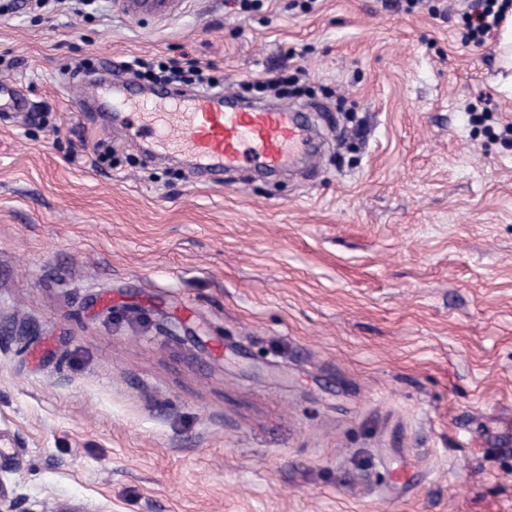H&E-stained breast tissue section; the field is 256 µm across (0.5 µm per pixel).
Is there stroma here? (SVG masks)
I'll return each mask as SVG.
<instances>
[{
	"mask_svg": "<svg viewBox=\"0 0 512 512\" xmlns=\"http://www.w3.org/2000/svg\"><path fill=\"white\" fill-rule=\"evenodd\" d=\"M464 6L0 0V80L30 106L0 112L22 507L512 512V93ZM184 54L238 93L302 69L319 162L211 187L78 105L112 62ZM122 13L130 19H165L176 13L187 0H117Z\"/></svg>",
	"mask_w": 512,
	"mask_h": 512,
	"instance_id": "stroma-1",
	"label": "stroma"
}]
</instances>
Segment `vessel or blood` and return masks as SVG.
Returning a JSON list of instances; mask_svg holds the SVG:
<instances>
[{
    "mask_svg": "<svg viewBox=\"0 0 512 512\" xmlns=\"http://www.w3.org/2000/svg\"><path fill=\"white\" fill-rule=\"evenodd\" d=\"M119 2L127 18L162 20L186 0ZM97 109L135 113V120L124 123L131 139L185 154L191 160V177L214 184L223 183L226 172L251 166L277 172L311 149L299 109L249 106L228 91L174 93L162 86L146 94L136 83L123 82L107 85Z\"/></svg>",
    "mask_w": 512,
    "mask_h": 512,
    "instance_id": "1",
    "label": "vessel or blood"
}]
</instances>
